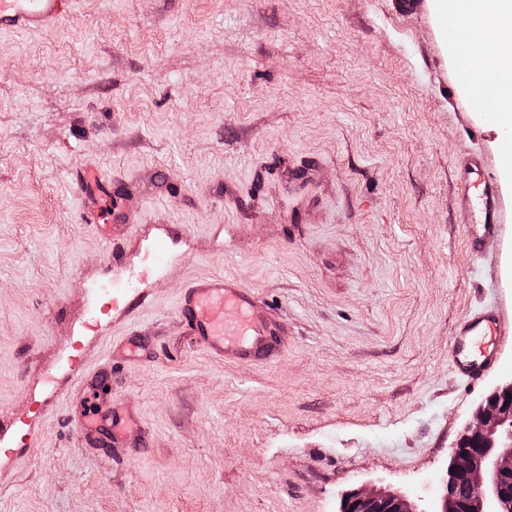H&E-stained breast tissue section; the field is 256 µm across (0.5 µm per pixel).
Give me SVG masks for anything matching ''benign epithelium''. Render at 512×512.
Here are the masks:
<instances>
[{
	"instance_id": "7a95c632",
	"label": "benign epithelium",
	"mask_w": 512,
	"mask_h": 512,
	"mask_svg": "<svg viewBox=\"0 0 512 512\" xmlns=\"http://www.w3.org/2000/svg\"><path fill=\"white\" fill-rule=\"evenodd\" d=\"M512 382L496 387L464 427L447 466L438 512H512ZM339 512H418L404 496L357 488Z\"/></svg>"
}]
</instances>
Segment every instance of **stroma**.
Here are the masks:
<instances>
[{
	"label": "stroma",
	"mask_w": 512,
	"mask_h": 512,
	"mask_svg": "<svg viewBox=\"0 0 512 512\" xmlns=\"http://www.w3.org/2000/svg\"><path fill=\"white\" fill-rule=\"evenodd\" d=\"M447 27L431 0H78L0 31V512H338L359 487L438 512L512 381V194L478 255L456 208V160L503 171L504 132L449 95ZM87 165L142 197L114 241L78 221ZM224 275L287 324L275 362L178 322L187 283ZM478 307L502 365L467 386L448 349ZM106 393L142 447L80 442Z\"/></svg>",
	"instance_id": "1"
}]
</instances>
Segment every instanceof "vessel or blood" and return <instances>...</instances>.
Here are the masks:
<instances>
[{"mask_svg": "<svg viewBox=\"0 0 512 512\" xmlns=\"http://www.w3.org/2000/svg\"><path fill=\"white\" fill-rule=\"evenodd\" d=\"M73 3L74 0H0V30L54 29L60 18L70 13ZM456 170L464 186L459 205L477 215L476 221L465 227L476 248L501 229V182L498 174L484 168L476 157L457 160ZM78 181L88 198V205L81 212L83 222L105 225L112 221L127 227L133 224L139 203L114 205L112 189L97 169L83 167ZM180 314L199 344L229 360H270L282 349L287 334L273 307L231 277L206 278L189 285ZM494 324L491 315L473 310L455 327L449 359L469 382L483 380L500 365L493 341ZM111 419V410L105 409L94 420L81 423L80 440L91 446L100 445L103 425Z\"/></svg>", "mask_w": 512, "mask_h": 512, "instance_id": "1", "label": "vessel or blood"}]
</instances>
